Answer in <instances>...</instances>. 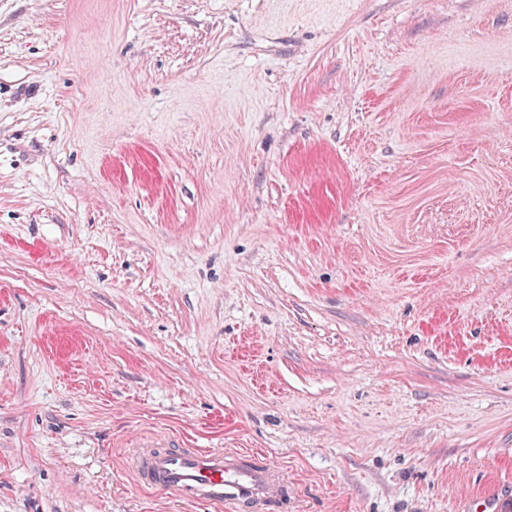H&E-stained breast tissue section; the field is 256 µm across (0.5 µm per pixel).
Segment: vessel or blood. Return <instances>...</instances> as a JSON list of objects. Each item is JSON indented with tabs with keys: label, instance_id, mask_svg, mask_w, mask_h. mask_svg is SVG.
Segmentation results:
<instances>
[{
	"label": "vessel or blood",
	"instance_id": "b4317fda",
	"mask_svg": "<svg viewBox=\"0 0 512 512\" xmlns=\"http://www.w3.org/2000/svg\"><path fill=\"white\" fill-rule=\"evenodd\" d=\"M128 468L138 484L186 503L231 505L235 512H288L295 499L280 469L233 449L188 448L176 438H140Z\"/></svg>",
	"mask_w": 512,
	"mask_h": 512
}]
</instances>
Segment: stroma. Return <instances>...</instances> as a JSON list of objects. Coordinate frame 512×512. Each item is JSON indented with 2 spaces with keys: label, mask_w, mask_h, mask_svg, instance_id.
<instances>
[{
  "label": "stroma",
  "mask_w": 512,
  "mask_h": 512,
  "mask_svg": "<svg viewBox=\"0 0 512 512\" xmlns=\"http://www.w3.org/2000/svg\"><path fill=\"white\" fill-rule=\"evenodd\" d=\"M512 512V0H0V512ZM127 460L138 484L186 503L228 504L242 512H288L295 497L280 469L233 449L185 448L177 438H140Z\"/></svg>",
  "instance_id": "stroma-1"
}]
</instances>
